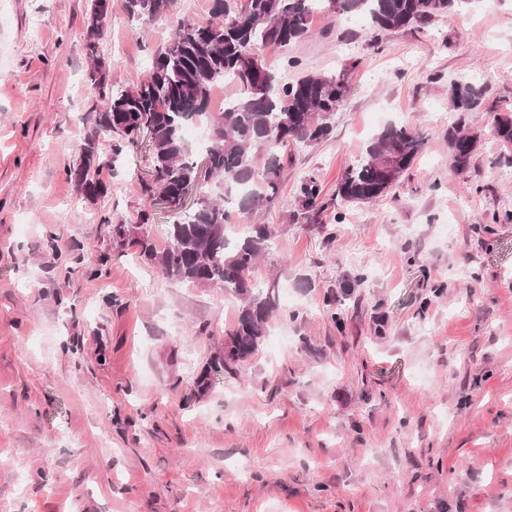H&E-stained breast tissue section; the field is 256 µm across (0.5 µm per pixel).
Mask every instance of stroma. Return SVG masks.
Here are the masks:
<instances>
[{"mask_svg":"<svg viewBox=\"0 0 512 512\" xmlns=\"http://www.w3.org/2000/svg\"><path fill=\"white\" fill-rule=\"evenodd\" d=\"M92 0L0 9V512H512V0H469L428 27L376 34L316 13L307 39L262 49L281 81L353 65L331 135L291 146L275 234L249 274L278 309L257 353L198 392L239 302L112 241L146 203L143 149L87 200L67 169L94 128ZM112 0L99 54L144 80L177 20ZM298 67L291 68L287 59ZM469 168L448 153L453 81ZM391 123L426 144L381 198L292 219L316 173L332 195ZM451 86L449 107L452 112H471L479 106L481 92L478 88L457 82H452Z\"/></svg>","mask_w":512,"mask_h":512,"instance_id":"obj_1","label":"stroma"}]
</instances>
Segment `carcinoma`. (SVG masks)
<instances>
[{"label": "carcinoma", "mask_w": 512, "mask_h": 512, "mask_svg": "<svg viewBox=\"0 0 512 512\" xmlns=\"http://www.w3.org/2000/svg\"><path fill=\"white\" fill-rule=\"evenodd\" d=\"M176 0H125L132 18L152 22L169 12ZM457 0H246L240 10L231 0H212L211 14L200 21L179 22L165 52L156 56L149 75L130 88H114L108 68L98 55L97 40L106 19L86 26V49L92 64L86 85L94 98L95 133L80 146L79 160L68 176L82 194L94 200L107 193L103 169L115 168L122 156L146 143L151 175L139 180L141 196L155 204L162 199L171 210L181 209L187 188L196 187L205 200L168 225L166 244L148 239L151 210L138 214V223L113 224L117 242L138 246L148 261L168 277L224 289L240 300L239 314L227 333L224 348L210 356L214 372L233 373L253 356L276 311L272 288H257L245 273L269 249L273 229L251 224L250 232L228 240L229 209L250 214L278 202L283 162L281 150L290 144L321 141L331 132V117L349 93V74L306 73L292 83L276 81L258 50L287 47L310 33L309 16L323 13L359 14L377 32L422 27L448 15ZM239 83L243 96L208 111L213 88L226 81ZM449 107L471 112L481 92L467 83H451ZM209 126L203 150L208 164L199 172L183 139L195 120ZM495 131L512 145V115L496 117ZM476 135L458 121L448 127L453 167L466 169L476 148ZM424 146L408 126L386 125L337 184V195L349 203L372 202L383 196L410 168ZM265 157L263 167L257 160ZM293 218L306 219L315 207H325L323 187L315 174L300 180Z\"/></svg>", "instance_id": "1"}]
</instances>
